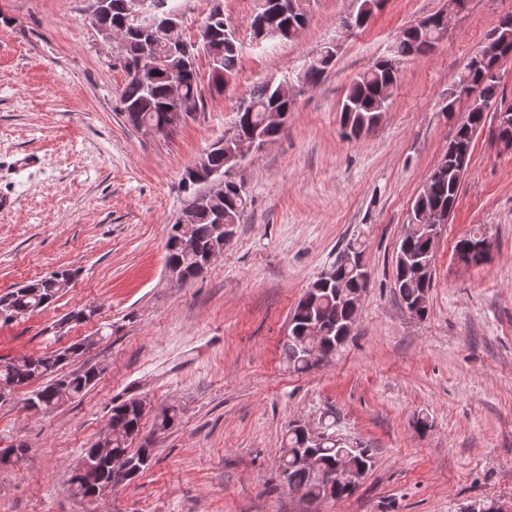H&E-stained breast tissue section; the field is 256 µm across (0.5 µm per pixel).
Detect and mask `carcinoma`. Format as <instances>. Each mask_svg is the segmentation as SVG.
<instances>
[{"label": "carcinoma", "mask_w": 512, "mask_h": 512, "mask_svg": "<svg viewBox=\"0 0 512 512\" xmlns=\"http://www.w3.org/2000/svg\"><path fill=\"white\" fill-rule=\"evenodd\" d=\"M107 12L98 17V22L110 27H126L125 37L120 47V61L127 74L120 92V101L126 120L141 126L148 122L161 126L167 123V114L171 103L168 87L176 78L183 84L187 101L194 109H199L202 102L199 68V52L212 51L210 74L213 80L234 76L240 59V43L236 33L224 21V17H215L211 12L199 29L198 47H190V53L184 58H174L162 49L155 50L156 64L149 78L142 82L130 76L136 68L141 54L147 50V38L142 32L125 21L124 0H109ZM276 14L272 21L276 25L288 28L290 23L297 25L306 21L302 0H275ZM431 27L424 31L416 27L403 30L396 42L394 55L382 58L358 73L347 86L341 106V126L350 130L370 131L377 126L376 112L382 96L394 91L399 69L398 65L415 55L431 51L439 41L438 14L427 16ZM500 39L484 63L475 67L468 63L463 70L454 75L451 88H469L479 96L498 98L499 81L486 78L488 70L497 66L500 60L512 56V16L505 17L498 26ZM333 60L317 58L309 61L305 80L317 85ZM295 100L275 91L269 81L264 80L252 86L243 97L237 113L233 134L224 137V148L214 149L211 162L214 167L222 168L226 162L227 148L234 145L235 139L246 132L255 130L266 136L270 143L280 135L282 127L266 122L273 112H291ZM487 124V116L481 112H466L455 125L449 145L463 149H473L476 135ZM458 158L452 150H447L441 157V167L433 170L428 178L430 187L422 189L415 198L412 215L433 208H453L459 197L462 180L456 175ZM247 193H238L233 185L224 186V194L210 200L209 206L201 209L188 232L197 243V251H184L179 239L182 236L179 224L170 225L166 241V268L177 272L188 281L201 274L200 266L204 254L217 240V217H224V223L237 225L247 208ZM364 253V242L352 239L336 253L330 266L332 275L319 277L307 288L295 307L291 320V329L281 344V351L288 365L296 372H305L328 359L336 352L348 336L351 317L355 314L344 298L340 297L337 284L356 290L364 287L354 274L352 263L355 257ZM436 250L432 240L422 229L411 236L403 238L395 256L394 288L401 305L412 316L423 318L428 313V295L433 286V270ZM57 273L34 279L26 284L0 294V313H16L31 308L40 310L49 306L59 294L55 286ZM317 321L323 331L320 340L304 334L311 321ZM81 345L73 344L48 356H39L30 360L11 359L0 362V386L10 389H26L32 382L44 378L46 382L31 392L28 401L39 411H51L78 398L97 379V372L90 366L84 370L63 372L67 365L68 353L80 354ZM111 421L122 425L127 437L112 444V451L127 453L128 440L140 431L141 418L135 405L121 402L112 408ZM179 412L174 406L167 407L155 417V431L164 434L176 427ZM311 451L318 455L324 467L336 469L346 463L362 473L373 466V454L369 447L347 448L334 442L315 445L306 441L296 425L288 426L282 454V476L290 486L303 487L309 491L314 500L329 498L342 500L352 495V491L340 482L327 486L321 482L298 459L299 453ZM132 452V451H130ZM138 448L132 455H142ZM91 469L76 472L71 477L72 495L78 499L90 495L98 486L100 476L105 471V463L95 460L94 449H84Z\"/></svg>", "instance_id": "obj_1"}]
</instances>
